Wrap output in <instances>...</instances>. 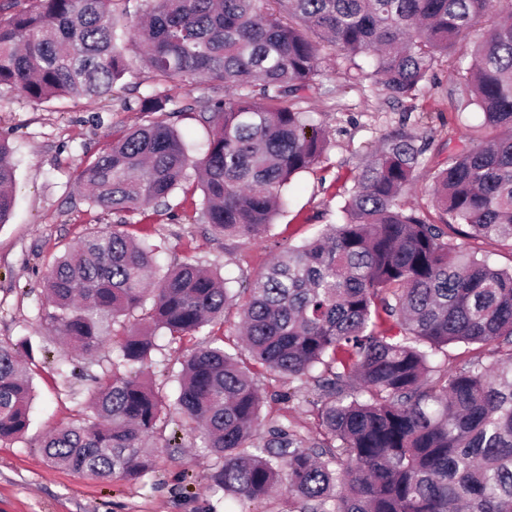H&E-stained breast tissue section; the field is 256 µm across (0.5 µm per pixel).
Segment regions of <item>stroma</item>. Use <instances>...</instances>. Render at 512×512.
Returning <instances> with one entry per match:
<instances>
[{"instance_id":"35a3bbf8","label":"stroma","mask_w":512,"mask_h":512,"mask_svg":"<svg viewBox=\"0 0 512 512\" xmlns=\"http://www.w3.org/2000/svg\"><path fill=\"white\" fill-rule=\"evenodd\" d=\"M130 72L111 94L57 97L34 104L22 94L0 88V138L11 149L16 168V203L0 224V342L16 344L32 370L33 399L25 433L0 441V512H241L242 505L214 490L210 475L218 461L198 448H159L153 466L132 480L102 482L50 464L41 448L44 437L67 427L88 411L95 380L110 374L112 342L76 360L71 349L48 328L42 279L65 250L92 229L118 223V216L90 205L77 187L88 159L111 141L114 131L146 125L154 114L140 111L138 100L155 87L153 75L135 43H127ZM470 47H455L439 61L422 94L402 102L387 100L367 84L343 75V60L328 53L322 61L324 93L310 94L304 107L315 124L329 132L322 162L294 178L287 205L258 241L217 236L201 216L196 172L168 198L165 207L129 213L128 233L155 250L167 269L195 262L220 271L232 286L262 271L280 251L313 238L325 225L341 221L344 191L352 187L362 157L399 124L417 136L447 139L478 136L485 117L476 106L462 107L454 95V70L466 66ZM176 113L173 122L188 143L191 158L205 153L212 135L197 99H220L223 89L206 83L165 85ZM152 363L143 370L148 382L168 394L177 383L170 368L194 346L193 338L171 339L158 333ZM258 384L264 424H287L317 439L322 433L313 392L288 390L264 374Z\"/></svg>"}]
</instances>
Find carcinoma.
Wrapping results in <instances>:
<instances>
[{"label": "carcinoma", "instance_id": "1", "mask_svg": "<svg viewBox=\"0 0 512 512\" xmlns=\"http://www.w3.org/2000/svg\"><path fill=\"white\" fill-rule=\"evenodd\" d=\"M116 1L128 2L32 0L0 15V86L35 104L110 94L129 72ZM150 2L130 38L157 80L201 77L228 94L201 101L213 130L197 160L163 119L114 132L78 178L104 211L166 204L192 165L205 223L226 240L266 234L284 191L328 148L300 106L322 90L327 48L345 55L351 79L400 100L470 41L457 94L484 112L485 131L438 151L433 213L402 202L433 136L402 126L383 137L358 167L342 222L235 291L189 262L158 274L146 244L114 227L86 233L44 276L47 319L82 353L119 337L115 358L129 374L96 381L83 421L45 439L47 460L96 480L136 477L173 406L219 460L214 488L241 503L283 487L288 512H512V268L452 241L465 226L467 239L512 251V0ZM170 102L153 90L140 111L166 115ZM8 154L0 138V224L15 204ZM234 303L236 342L213 335L196 347L174 396L140 378L156 331L193 336ZM450 344L488 346L494 360L439 370L433 357ZM258 367L314 384L323 440L284 425L256 437ZM31 400L19 348L0 343V441L25 431Z\"/></svg>", "mask_w": 512, "mask_h": 512}]
</instances>
